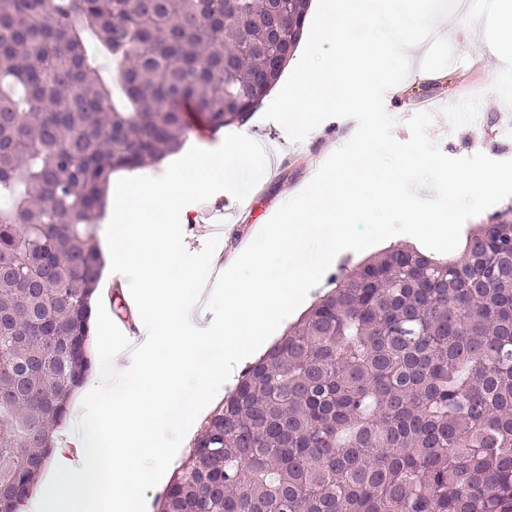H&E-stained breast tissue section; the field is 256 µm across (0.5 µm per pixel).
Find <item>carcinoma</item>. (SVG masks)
<instances>
[{"mask_svg":"<svg viewBox=\"0 0 512 512\" xmlns=\"http://www.w3.org/2000/svg\"><path fill=\"white\" fill-rule=\"evenodd\" d=\"M272 21V0H0V512H21L93 368L112 173L178 151L192 120L234 125L257 74L273 88ZM156 512H512V205L455 256L397 246L332 277Z\"/></svg>","mask_w":512,"mask_h":512,"instance_id":"obj_1","label":"carcinoma"}]
</instances>
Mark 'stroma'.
<instances>
[{
    "instance_id": "1",
    "label": "stroma",
    "mask_w": 512,
    "mask_h": 512,
    "mask_svg": "<svg viewBox=\"0 0 512 512\" xmlns=\"http://www.w3.org/2000/svg\"><path fill=\"white\" fill-rule=\"evenodd\" d=\"M487 0L476 6L466 18L456 19V33L447 39L460 62L459 69H444L417 79L419 65L402 82L400 93H386V112L395 120L392 133L406 141L410 131L406 122L421 112L426 96L450 99L467 97L471 88H479L482 96L478 111L459 105L433 115L429 129L442 152L450 157H464L477 152L495 160H512V60L495 63L489 57V44L498 38L503 25L495 4ZM265 105L253 109L245 126L261 145L279 147L275 177L259 181L250 191V207L239 206L229 193L219 192L205 202L194 204L195 236L218 237L219 250L245 240L252 227L267 223L290 198L301 192L312 180L322 163L355 133L357 123L351 118H329L313 129L302 141H290L284 128L264 120Z\"/></svg>"
}]
</instances>
